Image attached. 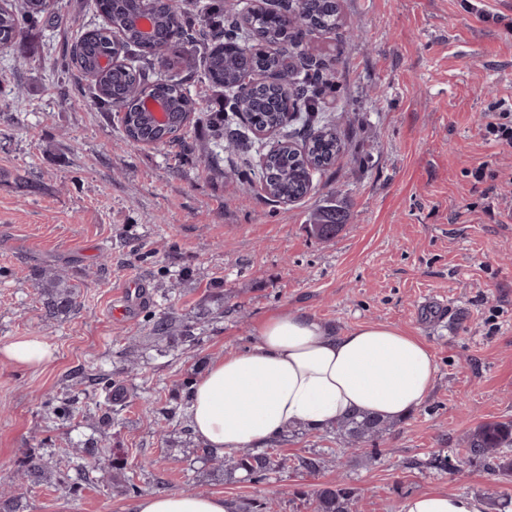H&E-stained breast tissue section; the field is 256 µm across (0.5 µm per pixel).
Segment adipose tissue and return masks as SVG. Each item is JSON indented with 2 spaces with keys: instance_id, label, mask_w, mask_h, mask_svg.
I'll return each instance as SVG.
<instances>
[{
  "instance_id": "ef3b65f1",
  "label": "adipose tissue",
  "mask_w": 512,
  "mask_h": 512,
  "mask_svg": "<svg viewBox=\"0 0 512 512\" xmlns=\"http://www.w3.org/2000/svg\"><path fill=\"white\" fill-rule=\"evenodd\" d=\"M437 364L426 344L383 322L339 334L301 312L270 316L256 345L211 362L190 391L189 422L210 448L230 454L302 423L316 428L354 412L407 416L429 397ZM221 495L157 492L128 512H229ZM482 498L424 493L399 512H486Z\"/></svg>"
}]
</instances>
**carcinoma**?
Returning a JSON list of instances; mask_svg holds the SVG:
<instances>
[{"label":"carcinoma","instance_id":"cac0c4a2","mask_svg":"<svg viewBox=\"0 0 512 512\" xmlns=\"http://www.w3.org/2000/svg\"><path fill=\"white\" fill-rule=\"evenodd\" d=\"M98 12L105 24L85 32H76L73 42L64 55L62 68H71L87 75L98 74L92 86V102L101 107H119L124 115L121 123L125 133H133L137 139H159L162 133L144 125L139 120V100L144 95L166 99L174 112L186 111L190 96L185 80L176 75L149 80L152 61L158 51H167L179 43H192L196 35L205 31L198 28V18L174 5H159L154 8V38L149 43L140 41L131 26L132 18L142 10L140 0H97ZM296 21L288 26L281 21L269 22L260 15L243 29L233 22H224V7L215 4L208 7V30L213 35L223 34L224 44L212 46L204 53L205 74L214 87H222L232 92L224 101V123L231 125L243 111L251 113L256 124L273 125L280 121L284 112V94L277 88L238 87L235 85L236 72L242 68L239 56L224 51L226 46H238L254 36L260 41L273 43L288 37L303 45V37L315 30H333L339 25V4L337 0H300ZM50 13L44 0H20L16 9L8 8L0 12V48H11L21 42L25 29L40 22ZM124 30L125 46L137 51L138 65L119 67L105 72L98 71L101 58L112 55L113 28ZM300 69L286 77L287 84L294 88L291 95L292 111L298 113L297 120L303 129V141L308 143V156L304 157L285 148L267 154L263 162L262 179L272 183V199L278 197L300 200L310 192L314 176L325 174L334 165L336 158L344 150L345 143L336 133L326 117L318 116L322 111L320 96L328 83L325 64L314 71L307 65L308 56L299 52ZM251 66L270 72L279 67L277 52L256 56ZM314 223L310 232L319 238H328L336 233V209H322L314 213ZM33 277L42 282L41 306L45 318L58 320L70 315L74 310L78 292L63 277L50 275L44 269L33 272ZM149 334L158 339L179 337L182 342H195L194 327L180 322L171 311H161L149 315ZM93 385L97 400L95 410L98 419L105 425L112 424L113 415L126 407L129 391L112 372L94 371L87 375ZM46 413L62 422L69 421L76 412L75 402L68 397L50 396L45 401ZM393 427L391 420L368 413L354 412L344 416L331 426L336 437L356 452L386 434ZM469 454L492 461L493 471L512 474V421L486 422L477 427L465 440ZM197 457L215 462L224 468L227 480H252L262 482L270 475L287 467V460L278 456L276 449H245L239 454L226 457L219 455L214 448L205 446L193 449ZM75 458L81 460L76 466L75 475L68 473L62 479L77 490L93 479L97 469L87 459H105L112 473V488L128 498L139 497L141 486L134 477L126 475L128 461L120 452L107 456L100 449L98 441L90 437L75 449ZM23 475L31 480L44 477L48 462L40 453H31L21 463ZM314 512H354L355 490L343 481L324 485L310 493ZM273 499L242 500L236 512H275Z\"/></svg>","mask_w":512,"mask_h":512}]
</instances>
